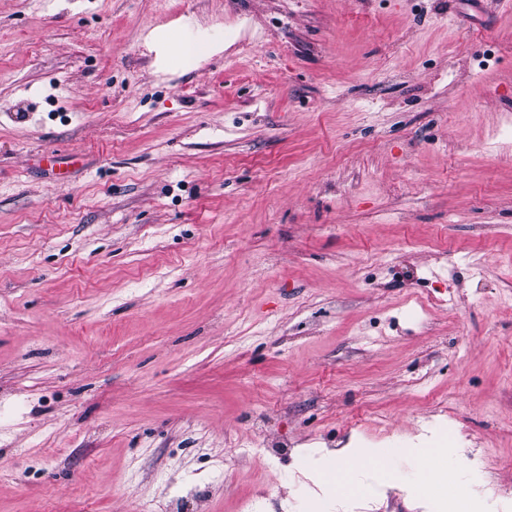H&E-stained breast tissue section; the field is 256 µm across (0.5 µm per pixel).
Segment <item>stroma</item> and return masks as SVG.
I'll return each mask as SVG.
<instances>
[{
    "label": "stroma",
    "instance_id": "35a3bbf8",
    "mask_svg": "<svg viewBox=\"0 0 512 512\" xmlns=\"http://www.w3.org/2000/svg\"><path fill=\"white\" fill-rule=\"evenodd\" d=\"M365 502L512 512V12L0 0V512ZM159 51L170 55L172 46L181 59L184 67L190 68L198 64L202 59L211 55L220 47L206 40L186 41L177 34L166 31L156 36ZM356 456L349 450L345 449L341 452L340 459L336 463V473L330 476L329 473L324 474L318 484L319 489L324 494H340L350 495L356 488V480L354 475V461Z\"/></svg>",
    "mask_w": 512,
    "mask_h": 512
}]
</instances>
